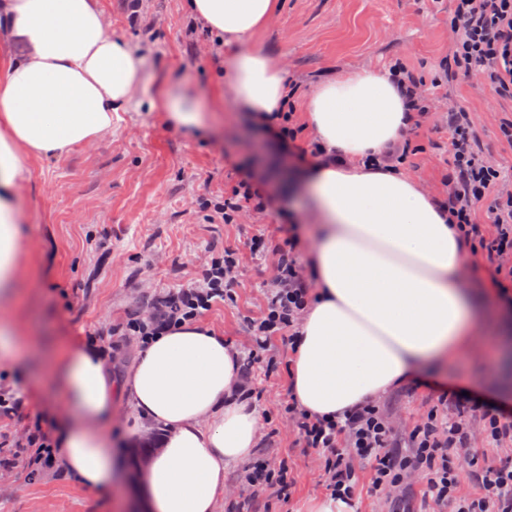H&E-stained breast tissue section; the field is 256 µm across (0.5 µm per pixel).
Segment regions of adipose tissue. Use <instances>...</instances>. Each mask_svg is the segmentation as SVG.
<instances>
[{
	"mask_svg": "<svg viewBox=\"0 0 512 512\" xmlns=\"http://www.w3.org/2000/svg\"><path fill=\"white\" fill-rule=\"evenodd\" d=\"M231 50L218 86L255 126L287 111L282 68L253 41L280 0H183ZM0 25L15 51L0 59V311L15 303L23 261L17 198L29 165L67 155L148 102L192 133L206 117L179 86L149 92L146 55L109 31L98 0H0ZM304 132L339 154L277 176L309 197L320 218L310 252L318 285L290 361L294 400L334 418L401 384L412 369L466 350L484 320L512 316L460 285L466 246L442 208L399 171L370 163L410 121L384 74L368 69L316 85L298 109ZM44 393L56 411L51 457L92 492L111 493L125 470L103 425L121 399L138 419L131 442L158 426L164 436L137 465L145 512H217L224 472L250 459L257 407L242 392L237 351L200 323L165 329L143 345L122 380L107 353L80 345L51 356Z\"/></svg>",
	"mask_w": 512,
	"mask_h": 512,
	"instance_id": "adipose-tissue-1",
	"label": "adipose tissue"
}]
</instances>
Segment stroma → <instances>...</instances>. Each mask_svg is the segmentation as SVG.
Wrapping results in <instances>:
<instances>
[{"mask_svg": "<svg viewBox=\"0 0 512 512\" xmlns=\"http://www.w3.org/2000/svg\"><path fill=\"white\" fill-rule=\"evenodd\" d=\"M112 31L143 51L158 78L188 82L210 105L214 79L227 47L200 21L186 17L179 0H100ZM452 0H285L259 46L275 56L284 78L305 94L317 82L345 71H386L402 59L431 82L433 115L422 119L409 158L424 183L439 189L452 168L451 132L441 115L449 100L472 112L485 151L512 172V143L502 140V113L473 84L436 83L448 55ZM285 165L298 151L280 152L269 134L252 131L247 113L232 100L214 111L210 131L189 136L162 113L140 107L124 113L111 134L75 147L63 158L36 163L21 190L23 245L28 273L20 283L16 316L26 328L24 346L67 349L105 333L104 349L114 375L131 364L138 342L117 328L145 312L160 292L190 282L212 251L243 248L251 237L286 243L289 225L300 229L301 262H308L315 219L299 196L271 180L264 153ZM257 185L268 204L245 224H212L208 204L223 201L240 181ZM271 265L249 270L234 302L217 303L202 323L236 349L248 344L247 321L260 313ZM268 366L254 367L248 386L259 397L256 457L287 461L294 482L290 499L256 504L255 512H306L326 496L320 461L300 448L286 406L292 346L271 341ZM31 367L0 363V391L19 387L26 405L0 415V512H117L136 492L123 483L113 497L88 492L60 467L38 471L24 462V444L36 421L51 422L32 387ZM465 388L512 407V363L493 358L477 344L450 364L447 373H417L380 399L398 429L408 430L436 403L441 390Z\"/></svg>", "mask_w": 512, "mask_h": 512, "instance_id": "35a3bbf8", "label": "stroma"}]
</instances>
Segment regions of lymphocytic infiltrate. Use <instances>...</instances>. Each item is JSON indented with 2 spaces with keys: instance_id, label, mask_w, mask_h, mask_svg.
I'll return each mask as SVG.
<instances>
[{
  "instance_id": "1",
  "label": "lymphocytic infiltrate",
  "mask_w": 512,
  "mask_h": 512,
  "mask_svg": "<svg viewBox=\"0 0 512 512\" xmlns=\"http://www.w3.org/2000/svg\"><path fill=\"white\" fill-rule=\"evenodd\" d=\"M451 51L443 64L446 81L467 80L489 92L494 102H512V0H454L450 19ZM389 75L410 111L429 110L431 92L414 69L396 61ZM452 137L448 150L452 169L442 183L438 200L448 221L461 225L471 248L483 251L504 297L512 296V177L503 176L496 161L483 151L469 108L449 103L445 115ZM486 207L493 234H486L476 220L478 207ZM266 201L247 182L239 183L224 203L214 205L216 224L237 223L242 213L264 212ZM256 257L271 261L277 275L269 284L258 316L249 318L248 362L258 364L272 337L297 336L302 316L313 293L312 278L298 257L295 245L268 247L251 243ZM239 250L201 265L193 281L163 297L148 313L128 319L119 333L144 339L178 322L193 321L218 302L234 301L242 273ZM288 413L302 447L322 461L326 489L331 496L351 501L359 484L357 466L370 467L371 493L396 497L421 484L429 504L449 512H512V457H488L491 448L512 443V414L489 401L459 390L442 393L420 423L398 432L378 402L371 401L328 420L289 403ZM481 434L483 448H474V434ZM471 460L470 477L485 490L479 498L458 493L457 462ZM241 482L244 504L272 498L288 499L292 482L287 465H246Z\"/></svg>"
}]
</instances>
